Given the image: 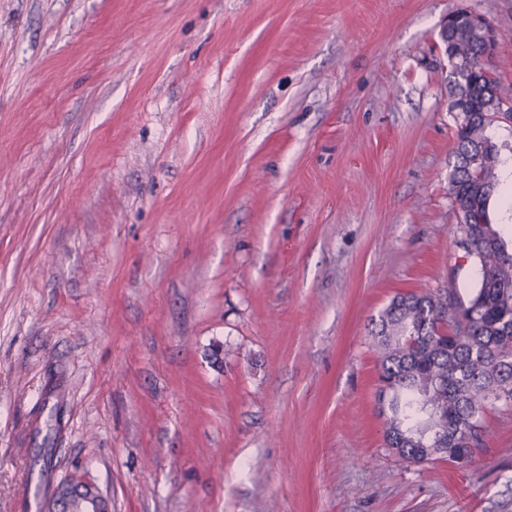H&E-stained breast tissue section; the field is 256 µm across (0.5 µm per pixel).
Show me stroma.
I'll return each instance as SVG.
<instances>
[{"mask_svg":"<svg viewBox=\"0 0 512 512\" xmlns=\"http://www.w3.org/2000/svg\"><path fill=\"white\" fill-rule=\"evenodd\" d=\"M512 0H0V512H512V405L399 461L371 350L477 277L439 33ZM89 491L88 495L82 500V510L77 512H107L105 499L92 487L82 482H64L59 487V493L53 512H75L70 510V501L76 495V492Z\"/></svg>","mask_w":512,"mask_h":512,"instance_id":"stroma-1","label":"stroma"}]
</instances>
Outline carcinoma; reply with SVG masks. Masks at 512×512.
<instances>
[{
  "label": "carcinoma",
  "instance_id": "carcinoma-1",
  "mask_svg": "<svg viewBox=\"0 0 512 512\" xmlns=\"http://www.w3.org/2000/svg\"><path fill=\"white\" fill-rule=\"evenodd\" d=\"M448 25V58L458 47L478 55L480 35ZM482 63L468 70L449 63L448 90L473 88ZM495 121L477 106L456 126V162L448 195L460 202L458 247L477 269L461 296L455 280L437 292L395 296L372 334L379 387L387 393L385 440L401 461H455L480 442L481 413L512 404V241L492 222L489 202L500 182L501 147L491 140Z\"/></svg>",
  "mask_w": 512,
  "mask_h": 512
}]
</instances>
